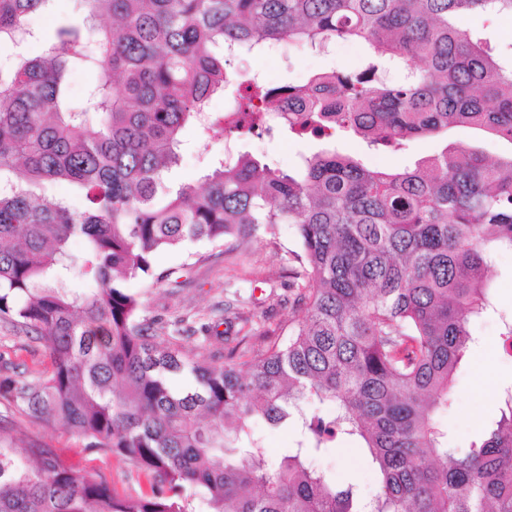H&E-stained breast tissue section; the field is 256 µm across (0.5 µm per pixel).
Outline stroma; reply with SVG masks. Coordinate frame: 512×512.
Instances as JSON below:
<instances>
[{
  "label": "stroma",
  "mask_w": 512,
  "mask_h": 512,
  "mask_svg": "<svg viewBox=\"0 0 512 512\" xmlns=\"http://www.w3.org/2000/svg\"><path fill=\"white\" fill-rule=\"evenodd\" d=\"M81 14L75 0H54L50 10L35 13L30 24L39 30L40 40L32 44V55H40L53 43L59 24ZM287 60L266 56H247L236 61L239 70L265 72L271 84L288 81L305 82L312 73L332 67H356L361 50L355 43L339 40L328 53L314 54L298 45H288ZM185 150L179 170L184 183L199 185L206 169L224 154V143L209 138L193 127L183 131ZM470 144L484 150L489 159H497L511 150L469 128H454L448 134L419 137L407 142L396 153L368 150L363 143L348 136H337L336 146L342 152L378 167L405 168L440 152L446 142ZM318 141L300 138L284 129L266 134L253 131L240 137L237 148L246 151L269 165L291 170L301 154L317 149ZM298 244L290 225H278L274 234L259 233L245 247L227 241L221 244L195 242L161 254L156 264L172 269L173 275L163 288L147 287L133 280L129 287L140 295L147 315L164 321L179 316L199 320L201 317L219 319L225 302L247 300L244 312L258 329L287 324L289 318L301 315L299 306L288 303V266ZM488 278L493 289L497 313L475 319L471 324L479 344L462 363L455 376L454 400L447 411L438 417L439 425L447 430L453 447L465 448L474 440L479 422L491 418L502 388L512 384V358L503 356L498 345L501 317H512V252L498 255ZM0 426L5 429L23 428L27 438L63 449L73 462H81L88 452L77 436L57 427L27 425L0 403ZM316 465L340 481L355 482L363 496L375 494L377 484L364 457L349 441L315 460Z\"/></svg>",
  "instance_id": "35a3bbf8"
}]
</instances>
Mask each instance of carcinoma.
I'll use <instances>...</instances> for the list:
<instances>
[{
  "mask_svg": "<svg viewBox=\"0 0 512 512\" xmlns=\"http://www.w3.org/2000/svg\"><path fill=\"white\" fill-rule=\"evenodd\" d=\"M50 0H0V45L36 33ZM44 56L0 61V320L44 344L49 362L0 354V399L30 425L62 428L95 454L151 478L120 494L60 449L0 444V512H512V385L467 448L437 422L479 343L473 320L496 312L487 271L512 251V152L491 163L451 144L414 168L368 166L341 153L347 131L369 150L454 127L512 145V52L467 16L512 13V0H82ZM362 48L352 71L302 85L249 82L241 101L209 111L236 74L233 55L283 43L324 54ZM99 79L83 103L67 78ZM214 137L280 125L321 142L284 171L251 154L177 184L182 131ZM47 182L80 200L43 196ZM293 226L288 287L304 317L227 350L187 352L185 320L146 314L127 283L163 285L156 256L189 242ZM84 241L81 253L71 241ZM224 305V324L250 319ZM195 385L176 391L170 378ZM330 403L331 413L306 411ZM300 429L267 465L254 417ZM345 438L373 470L364 499L313 458Z\"/></svg>",
  "mask_w": 512,
  "mask_h": 512,
  "instance_id": "cac0c4a2",
  "label": "carcinoma"
}]
</instances>
